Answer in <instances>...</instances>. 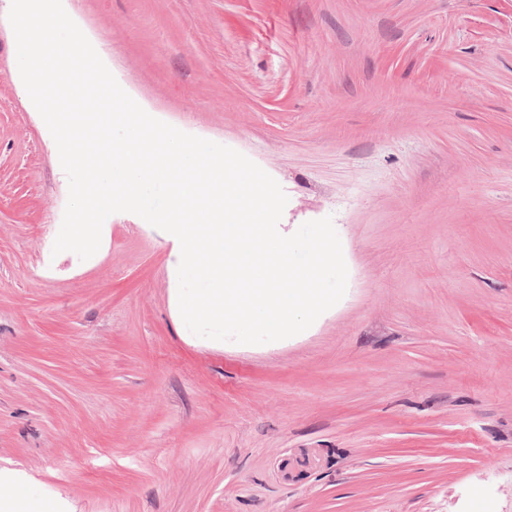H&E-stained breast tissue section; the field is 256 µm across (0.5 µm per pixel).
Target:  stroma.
I'll use <instances>...</instances> for the list:
<instances>
[{"mask_svg": "<svg viewBox=\"0 0 512 512\" xmlns=\"http://www.w3.org/2000/svg\"><path fill=\"white\" fill-rule=\"evenodd\" d=\"M145 111L332 217L344 297L242 345L132 213L54 253L68 180L0 0V474L60 512H512V0H68Z\"/></svg>", "mask_w": 512, "mask_h": 512, "instance_id": "35a3bbf8", "label": "stroma"}]
</instances>
